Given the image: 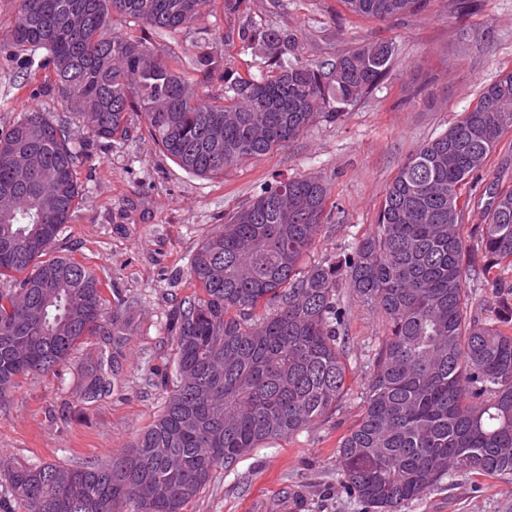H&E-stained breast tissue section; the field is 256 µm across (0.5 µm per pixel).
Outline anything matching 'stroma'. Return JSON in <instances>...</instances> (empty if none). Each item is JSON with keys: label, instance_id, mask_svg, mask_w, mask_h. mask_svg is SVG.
<instances>
[{"label": "stroma", "instance_id": "1", "mask_svg": "<svg viewBox=\"0 0 512 512\" xmlns=\"http://www.w3.org/2000/svg\"><path fill=\"white\" fill-rule=\"evenodd\" d=\"M258 21L297 39L302 62L325 64L369 43L395 48L388 76L347 107L335 121L318 120L270 155L247 160L214 178H199L164 156L139 113L128 115L129 137L100 144L74 115H64L68 136L83 147L78 180L82 199L63 225L54 255L93 270L104 295L120 292L131 302L134 327L123 349L120 374L109 392L85 402L84 374L96 363L101 336H88L55 370L20 377L0 403V469L17 462L77 466L129 447L159 415L158 376L172 372L174 347L166 315L197 292L189 262L208 233L238 207L249 204L276 178L315 175L329 187L334 212L303 256V266L333 262L368 235L386 187L418 146L444 133L475 104L500 71L512 70V0H476L458 15L451 0H430L421 12L385 20L348 13L341 0H247L226 13L224 0H206L192 28L171 34L115 17L119 33L146 39L172 69L208 95L221 93L219 74L198 72L199 49L225 47L224 61L240 75L260 74L263 59L227 37ZM47 77L0 65V130L32 109L62 115ZM512 189V130L507 131L466 194L464 236L483 226L484 191L490 183ZM498 288L474 279L469 310L484 317L489 305L512 303V266L496 272ZM346 309L345 391L327 417L300 433L272 440L231 468H217L186 512H368L343 487L339 446L357 424L373 358L386 334L380 316L341 288ZM401 512H512V480L454 473Z\"/></svg>", "mask_w": 512, "mask_h": 512}]
</instances>
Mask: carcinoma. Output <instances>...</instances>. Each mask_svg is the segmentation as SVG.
<instances>
[{"label":"carcinoma","mask_w":512,"mask_h":512,"mask_svg":"<svg viewBox=\"0 0 512 512\" xmlns=\"http://www.w3.org/2000/svg\"><path fill=\"white\" fill-rule=\"evenodd\" d=\"M205 0H20L0 35V61L53 74L49 90L101 142L127 137L143 114L160 151L186 172L217 177L301 135L380 84L395 47L364 45L326 65L294 56L291 33L253 23L242 47L267 69L241 77L221 50L195 57L222 71L224 93L201 98L164 57L111 30L116 15L177 32ZM359 16L416 13L429 0H340ZM512 128V71L485 85L475 106L420 145L387 187L375 230L343 258L300 269L327 219L322 178L280 179L234 211L193 253L204 295L167 317L175 381L160 380L162 413L127 449L81 466L16 464L3 496L23 512H186L213 470L261 443L293 435L336 407L344 392L343 282L385 319L364 409L342 439L347 492L373 512H401L452 472L512 477V317L506 303L468 316L470 281L512 264V190L489 191L477 252L462 233L470 179ZM83 149L48 112H26L0 132V275L29 271L0 290V401L16 379L67 362L82 338L111 352L85 374L94 400L119 374L131 302L107 300L94 273L62 256L48 261L81 198ZM288 212V221L280 214ZM273 313L256 317L260 306Z\"/></svg>","instance_id":"1"}]
</instances>
